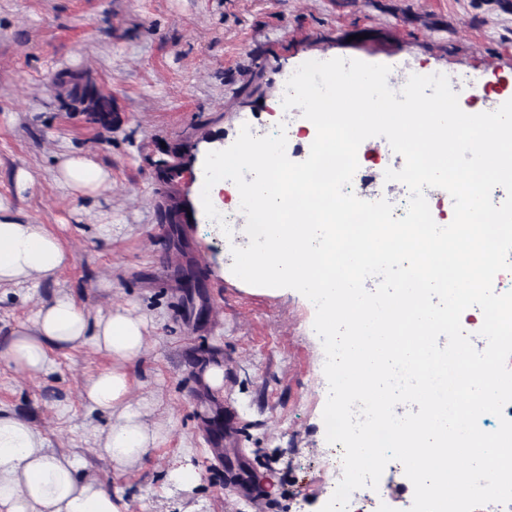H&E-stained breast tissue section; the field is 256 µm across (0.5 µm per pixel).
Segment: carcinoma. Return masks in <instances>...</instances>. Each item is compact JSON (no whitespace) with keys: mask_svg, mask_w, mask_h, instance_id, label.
<instances>
[{"mask_svg":"<svg viewBox=\"0 0 512 512\" xmlns=\"http://www.w3.org/2000/svg\"><path fill=\"white\" fill-rule=\"evenodd\" d=\"M263 68L257 65L250 71V78L234 91V97L246 101L261 93L263 88ZM53 92L64 101L73 112L84 113L91 122L104 128L112 124L115 111L112 96L103 93L83 72L63 71L53 75ZM188 143H173L162 155L150 159L158 183L160 203L158 219L162 224L182 223V202L175 190L174 180L180 169L177 163L185 156Z\"/></svg>","mask_w":512,"mask_h":512,"instance_id":"obj_1","label":"carcinoma"}]
</instances>
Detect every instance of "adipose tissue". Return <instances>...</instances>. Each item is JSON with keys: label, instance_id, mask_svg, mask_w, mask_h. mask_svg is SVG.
Here are the masks:
<instances>
[{"label": "adipose tissue", "instance_id": "obj_1", "mask_svg": "<svg viewBox=\"0 0 512 512\" xmlns=\"http://www.w3.org/2000/svg\"><path fill=\"white\" fill-rule=\"evenodd\" d=\"M56 178L73 194L98 203L108 201L112 190L111 173L84 156L62 155ZM71 262L55 234L0 199V288L54 281ZM147 325L130 307L94 317L73 296L60 293L40 306L31 329L0 350L1 359L33 373L50 368L52 352L79 345L111 359V366L85 379L82 394L93 410L112 420L96 446L118 476L141 464L162 441V424H147L143 405L130 401L134 381L128 367L145 348ZM0 512L123 510L110 488L82 472L74 454L47 448L36 425L0 406Z\"/></svg>", "mask_w": 512, "mask_h": 512}]
</instances>
